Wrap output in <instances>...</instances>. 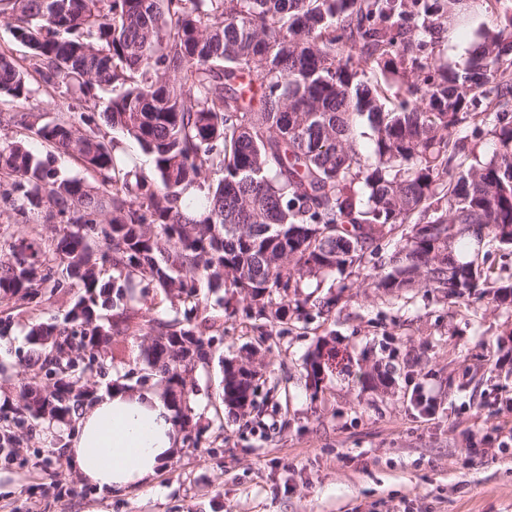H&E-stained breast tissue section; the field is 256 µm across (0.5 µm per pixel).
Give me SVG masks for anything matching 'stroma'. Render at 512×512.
I'll list each match as a JSON object with an SVG mask.
<instances>
[{"label":"stroma","mask_w":512,"mask_h":512,"mask_svg":"<svg viewBox=\"0 0 512 512\" xmlns=\"http://www.w3.org/2000/svg\"><path fill=\"white\" fill-rule=\"evenodd\" d=\"M61 98L39 91L0 102V143L23 139L35 159L60 175L100 186L75 153L47 147L13 122L30 113L52 119ZM0 186V261L35 236L50 239L65 221L21 218ZM396 246L383 240L367 277L341 289L333 274L308 284L312 301L287 323L265 332L246 302L223 303L206 292L211 357L191 380L197 388L191 425L200 441L180 443L153 482L115 495L84 482L66 456L51 455L74 428L40 420L17 429L21 444L0 452V512H512V297L454 301L416 286L394 295L371 287ZM51 297L0 302V406L15 403L36 354L31 330L64 328L82 293L65 273ZM335 299L331 314L316 301ZM151 329L132 341L112 338L118 353L106 375L83 384L109 391L150 344ZM334 337L350 361L325 377L319 393L306 385L305 361L322 337ZM248 359L264 382L248 412L221 402L224 360ZM383 373V384L363 381Z\"/></svg>","instance_id":"1"}]
</instances>
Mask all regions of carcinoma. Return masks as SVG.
Listing matches in <instances>:
<instances>
[{
  "label": "carcinoma",
  "mask_w": 512,
  "mask_h": 512,
  "mask_svg": "<svg viewBox=\"0 0 512 512\" xmlns=\"http://www.w3.org/2000/svg\"><path fill=\"white\" fill-rule=\"evenodd\" d=\"M478 10L491 21L469 56L441 62L439 44ZM0 16L19 20L12 34L32 51L42 86L93 100L112 90L105 125L154 160L151 177L119 169L117 144L92 115L75 128L70 104L20 127L74 151L112 189L59 177L17 141L0 146V180L29 208L74 225L31 241L30 260L0 263V299L59 287L41 261L47 253L84 289L71 332H31L38 353L17 403L0 411V448L15 447L14 428L32 421H77L94 400L81 373L102 365L112 338L97 311L144 278L182 303L183 319L121 311L112 326L133 338L146 326L157 332L136 382L163 385L179 427L191 410L186 377L208 362L213 340L197 322L204 286L227 288L282 324L290 303H307L305 281L358 274L374 243L397 237L391 270L366 275L377 289L399 294L421 282L454 300L505 290L479 256L456 254L465 238L512 248V14L503 0H0ZM35 93L0 51V98ZM478 122L491 124L496 142L487 162L452 139ZM101 261L112 266L108 281ZM321 351L306 363L315 392L327 375ZM256 376L226 362L224 406L253 405Z\"/></svg>",
  "instance_id": "1"
}]
</instances>
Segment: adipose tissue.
Instances as JSON below:
<instances>
[{
    "label": "adipose tissue",
    "mask_w": 512,
    "mask_h": 512,
    "mask_svg": "<svg viewBox=\"0 0 512 512\" xmlns=\"http://www.w3.org/2000/svg\"><path fill=\"white\" fill-rule=\"evenodd\" d=\"M179 444L163 391L119 382L83 408L66 454L84 481L123 494L153 478Z\"/></svg>",
    "instance_id": "obj_1"
}]
</instances>
